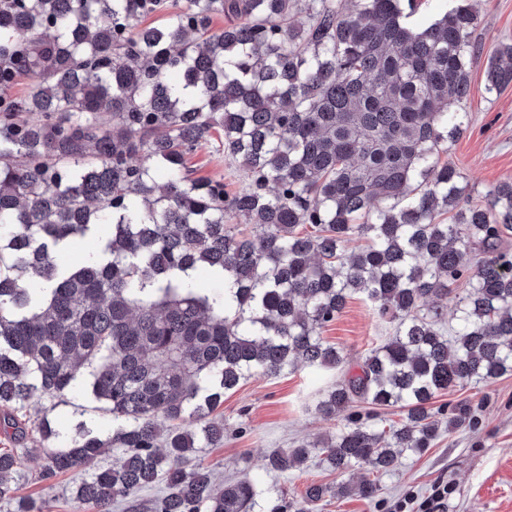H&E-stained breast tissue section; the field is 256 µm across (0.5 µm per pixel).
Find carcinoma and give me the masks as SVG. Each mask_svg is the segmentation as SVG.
I'll return each mask as SVG.
<instances>
[{"instance_id": "cac0c4a2", "label": "carcinoma", "mask_w": 512, "mask_h": 512, "mask_svg": "<svg viewBox=\"0 0 512 512\" xmlns=\"http://www.w3.org/2000/svg\"><path fill=\"white\" fill-rule=\"evenodd\" d=\"M406 18L402 0L0 5V86L39 79L0 101V433L60 437L22 413L34 399L82 390L104 405L112 433L80 421L45 455L46 478L84 471L74 512H254L255 480L221 486L199 462L224 443L213 415L255 375L342 365L322 330L355 294L394 336L318 400L344 425L263 469L317 458L389 473L443 432L481 426L476 406L433 399L512 374V182L472 204L441 160L465 129L478 12L457 5L418 29ZM510 86L512 40L488 58L485 89ZM209 143L243 167L245 188L191 176L186 157ZM87 234L99 254L55 262ZM200 268L224 287L201 289ZM450 295L447 334L438 301ZM385 410L401 420L380 425ZM114 448L118 464L97 466ZM18 476L17 451L0 448V503ZM328 492L310 485L271 512H310ZM380 494L374 480L336 485Z\"/></svg>"}]
</instances>
